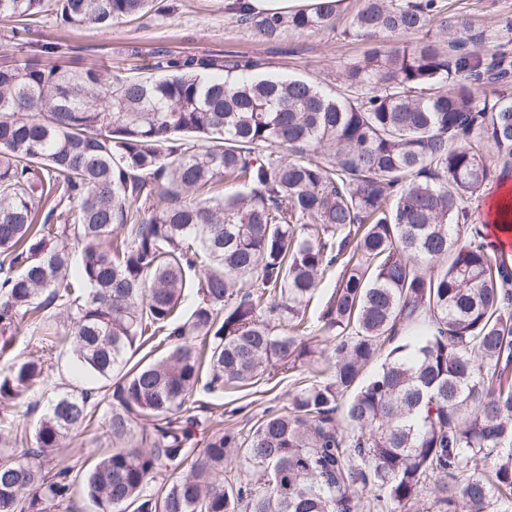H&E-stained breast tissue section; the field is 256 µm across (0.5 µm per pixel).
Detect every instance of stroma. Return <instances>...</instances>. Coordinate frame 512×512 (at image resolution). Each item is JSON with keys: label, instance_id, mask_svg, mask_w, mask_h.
Masks as SVG:
<instances>
[{"label": "stroma", "instance_id": "stroma-1", "mask_svg": "<svg viewBox=\"0 0 512 512\" xmlns=\"http://www.w3.org/2000/svg\"><path fill=\"white\" fill-rule=\"evenodd\" d=\"M163 15L149 13L131 22H116L108 29L89 28L73 31L59 24L54 14L42 16L31 35L39 43L67 47L63 64L74 68L91 65L111 66L114 73L125 74L146 67L159 52L207 55L224 51L247 52L266 58L274 73L312 78L322 85L335 86L341 72L356 62L366 44L343 38L340 34L347 19L359 8L361 0H344L335 26L305 33L287 31L280 39L267 41L241 23L224 0H166ZM453 12L468 16L481 28L502 37L512 36L507 24L512 21V0H449ZM311 355L298 361L289 373L268 370L253 384L225 386L223 392L197 393L184 407L185 414L199 416L203 422L193 440L202 448L204 440L218 426L249 432L267 412H284L297 390L312 383L316 373H328L332 363L333 337L317 330L304 336ZM49 368L35 386L8 405H0V414H8L13 423L34 427L44 413L45 393L84 387L70 361L69 347L57 344L47 351ZM112 443L102 435L98 420L79 429L57 452L59 463L92 459L107 451Z\"/></svg>", "mask_w": 512, "mask_h": 512}]
</instances>
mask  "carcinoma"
<instances>
[{"mask_svg":"<svg viewBox=\"0 0 512 512\" xmlns=\"http://www.w3.org/2000/svg\"><path fill=\"white\" fill-rule=\"evenodd\" d=\"M162 10L0 0L24 53L0 66V334L27 321L56 344L40 316L53 306L77 371L118 377L102 402L90 388L48 396L32 435L19 433L22 458L13 430L0 433V512H52L77 480L94 512H399L429 477L437 512H512V265L482 226L465 241L460 229L512 170V42L446 0H363L343 34L370 48L333 91L232 53L158 55L146 75L47 66L39 57L62 46L26 39L48 11L79 30ZM335 20L336 0L240 18L267 41ZM433 22L436 35L399 43ZM229 182L240 190L224 193ZM332 267L317 316L335 333L330 378L248 437L217 431L194 453L199 421L177 413L200 388L246 386L312 353L270 316L309 328ZM160 332L168 353L126 369L137 340ZM44 370L16 359L0 405ZM102 403L117 447L43 471ZM142 417L152 430L138 438ZM236 467L256 477L228 482Z\"/></svg>","mask_w":512,"mask_h":512,"instance_id":"obj_1","label":"carcinoma"}]
</instances>
